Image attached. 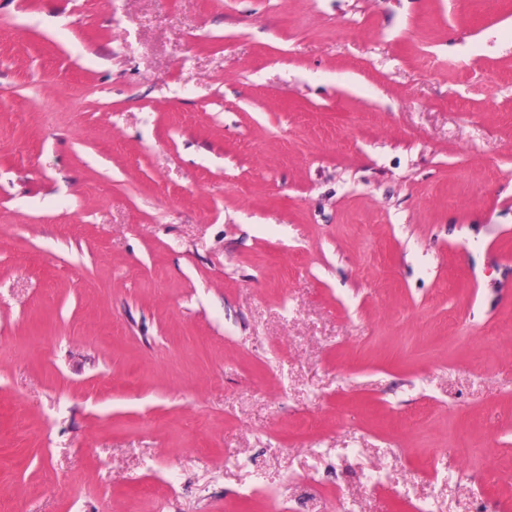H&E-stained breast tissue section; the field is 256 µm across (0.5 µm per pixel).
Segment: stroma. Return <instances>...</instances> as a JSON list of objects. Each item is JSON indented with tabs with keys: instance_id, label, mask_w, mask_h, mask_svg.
Wrapping results in <instances>:
<instances>
[{
	"instance_id": "obj_1",
	"label": "stroma",
	"mask_w": 512,
	"mask_h": 512,
	"mask_svg": "<svg viewBox=\"0 0 512 512\" xmlns=\"http://www.w3.org/2000/svg\"><path fill=\"white\" fill-rule=\"evenodd\" d=\"M477 497L512 0H0V512Z\"/></svg>"
}]
</instances>
